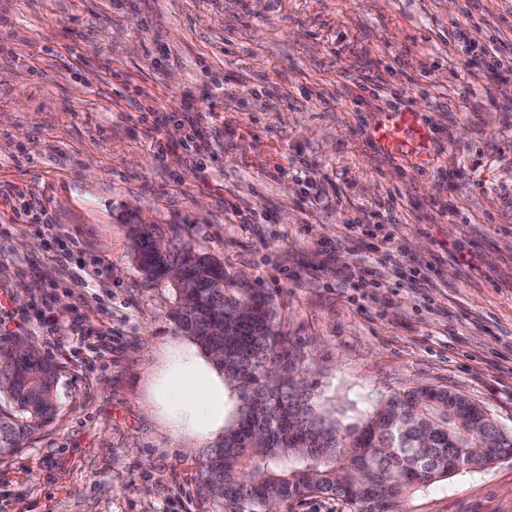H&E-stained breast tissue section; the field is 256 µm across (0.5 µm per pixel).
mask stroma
Listing matches in <instances>:
<instances>
[{
  "instance_id": "obj_1",
  "label": "stroma",
  "mask_w": 512,
  "mask_h": 512,
  "mask_svg": "<svg viewBox=\"0 0 512 512\" xmlns=\"http://www.w3.org/2000/svg\"><path fill=\"white\" fill-rule=\"evenodd\" d=\"M395 109L428 168L376 147ZM136 224L273 295L343 424L431 386L512 431V0H0V343L63 364L0 512H204L224 429L181 420L206 355ZM405 507L512 512V457Z\"/></svg>"
}]
</instances>
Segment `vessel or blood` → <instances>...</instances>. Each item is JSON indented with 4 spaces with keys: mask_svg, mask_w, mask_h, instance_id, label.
Masks as SVG:
<instances>
[{
    "mask_svg": "<svg viewBox=\"0 0 512 512\" xmlns=\"http://www.w3.org/2000/svg\"><path fill=\"white\" fill-rule=\"evenodd\" d=\"M375 143L384 151H405L408 162L422 165L427 161L429 130L418 111L402 110L386 113L372 128Z\"/></svg>",
    "mask_w": 512,
    "mask_h": 512,
    "instance_id": "obj_1",
    "label": "vessel or blood"
}]
</instances>
